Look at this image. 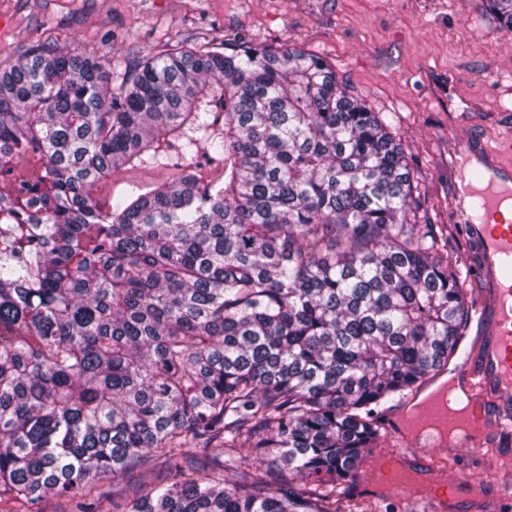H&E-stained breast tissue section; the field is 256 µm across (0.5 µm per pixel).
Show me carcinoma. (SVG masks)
Here are the masks:
<instances>
[{
  "label": "carcinoma",
  "mask_w": 512,
  "mask_h": 512,
  "mask_svg": "<svg viewBox=\"0 0 512 512\" xmlns=\"http://www.w3.org/2000/svg\"><path fill=\"white\" fill-rule=\"evenodd\" d=\"M413 183L296 47L164 44L115 88L51 42L1 68L0 512H99L133 469L128 512H376L349 486L380 414L469 319Z\"/></svg>",
  "instance_id": "carcinoma-1"
}]
</instances>
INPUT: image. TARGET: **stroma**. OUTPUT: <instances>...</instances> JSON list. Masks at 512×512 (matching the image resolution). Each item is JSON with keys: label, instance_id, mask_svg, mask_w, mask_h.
Returning a JSON list of instances; mask_svg holds the SVG:
<instances>
[{"label": "stroma", "instance_id": "1", "mask_svg": "<svg viewBox=\"0 0 512 512\" xmlns=\"http://www.w3.org/2000/svg\"><path fill=\"white\" fill-rule=\"evenodd\" d=\"M291 45L325 59L352 95L384 113L411 159L418 216L453 221L452 154L479 137L512 161V31L485 0H0V68L53 41L66 51L108 58L113 83L126 64L171 43L212 38ZM480 451L445 448L400 461L429 487L465 476L477 495L453 499L451 512H512V430L487 426ZM390 457L372 453L350 484L378 512H428L426 502L380 485Z\"/></svg>", "mask_w": 512, "mask_h": 512}]
</instances>
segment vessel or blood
<instances>
[{"label":"vessel or blood","instance_id":"1","mask_svg":"<svg viewBox=\"0 0 512 512\" xmlns=\"http://www.w3.org/2000/svg\"><path fill=\"white\" fill-rule=\"evenodd\" d=\"M461 186L455 211L475 244L481 269L494 297L496 342L484 370L497 394L512 396V214L503 211L512 199V166L479 139L467 141L453 155Z\"/></svg>","mask_w":512,"mask_h":512}]
</instances>
